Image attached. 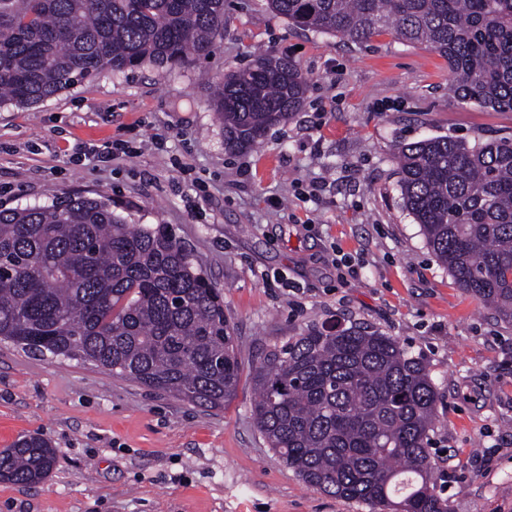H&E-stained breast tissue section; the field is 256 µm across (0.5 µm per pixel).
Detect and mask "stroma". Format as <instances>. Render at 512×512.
I'll return each instance as SVG.
<instances>
[{
	"label": "stroma",
	"mask_w": 512,
	"mask_h": 512,
	"mask_svg": "<svg viewBox=\"0 0 512 512\" xmlns=\"http://www.w3.org/2000/svg\"><path fill=\"white\" fill-rule=\"evenodd\" d=\"M293 61L303 104L240 153L202 75ZM445 58L381 31L355 44L295 28L266 0H224V35L183 65L105 72L0 105V209L107 194L165 224L224 292L240 381L211 409L90 364L0 342V448L51 441L41 484L0 482V512H370L303 482L251 416L254 369L325 324L396 338L442 396L430 454L450 512H512V323L460 288L404 206L399 145L512 138V112L454 98ZM128 142L130 155L83 160Z\"/></svg>",
	"instance_id": "1"
}]
</instances>
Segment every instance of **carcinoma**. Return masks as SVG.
Masks as SVG:
<instances>
[{"label": "carcinoma", "instance_id": "carcinoma-1", "mask_svg": "<svg viewBox=\"0 0 512 512\" xmlns=\"http://www.w3.org/2000/svg\"><path fill=\"white\" fill-rule=\"evenodd\" d=\"M296 27L360 43L382 30L448 60L449 90L512 111V0H268ZM224 35V0H0V104L34 106L104 71L172 66ZM308 79L257 56L215 81L224 149L289 119ZM406 209L456 283L512 322V139L438 136L397 152ZM0 340L90 363L222 408L236 393L224 297L165 224H129L105 196L0 209ZM252 415L307 484L378 512H449L428 445L440 396L422 361L355 327L298 336L255 368ZM56 463L29 435L0 449V481Z\"/></svg>", "mask_w": 512, "mask_h": 512}]
</instances>
